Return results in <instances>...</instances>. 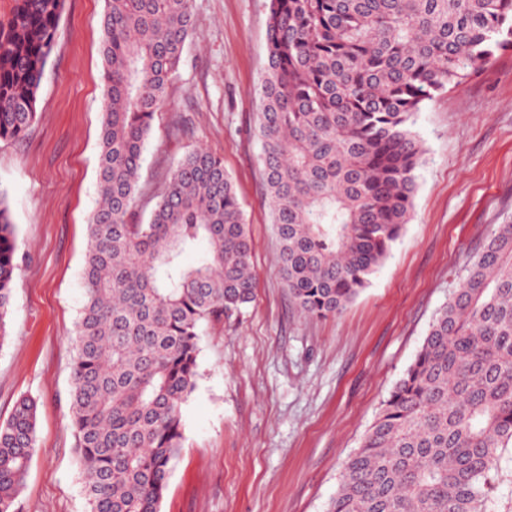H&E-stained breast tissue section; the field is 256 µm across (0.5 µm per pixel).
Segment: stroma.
<instances>
[{"label": "stroma", "instance_id": "stroma-1", "mask_svg": "<svg viewBox=\"0 0 512 512\" xmlns=\"http://www.w3.org/2000/svg\"><path fill=\"white\" fill-rule=\"evenodd\" d=\"M270 0H194L195 24L143 153L147 222L178 160L224 161L253 241L255 299L199 343L182 448L161 512H326L346 460L416 358L464 266L512 222V49L426 102L411 218L340 315H302L285 288L260 167L258 88ZM106 0H65L30 135L0 142L18 270L0 343V424L37 403L14 512H87L71 412L87 224L98 200Z\"/></svg>", "mask_w": 512, "mask_h": 512}]
</instances>
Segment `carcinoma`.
Wrapping results in <instances>:
<instances>
[{
    "label": "carcinoma",
    "mask_w": 512,
    "mask_h": 512,
    "mask_svg": "<svg viewBox=\"0 0 512 512\" xmlns=\"http://www.w3.org/2000/svg\"><path fill=\"white\" fill-rule=\"evenodd\" d=\"M64 0L0 18V140L33 128ZM194 24L193 0H107L99 202L88 222L71 410L87 512H160L199 340L254 297L249 225L204 148L133 220L145 144ZM512 47V0H270L260 163L281 276L309 317L343 313L409 223L423 104ZM200 252L192 266L187 251ZM16 227L0 191V336ZM36 401L0 424V512L25 484ZM512 443V223L435 315L327 512H486Z\"/></svg>",
    "instance_id": "obj_1"
}]
</instances>
